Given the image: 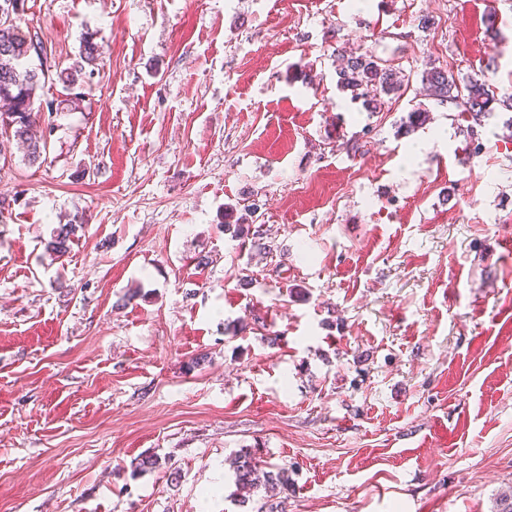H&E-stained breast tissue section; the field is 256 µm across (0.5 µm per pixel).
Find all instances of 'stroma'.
<instances>
[{
  "mask_svg": "<svg viewBox=\"0 0 512 512\" xmlns=\"http://www.w3.org/2000/svg\"><path fill=\"white\" fill-rule=\"evenodd\" d=\"M27 6L49 63L103 53L47 164L0 137V512H241L244 448L291 470L288 512H495L512 108L474 120L422 73L511 96L512 0ZM369 55L406 76L378 109L337 84ZM81 227V222L76 219L67 224H59V227L54 230L53 236L46 244V251L57 260L65 257L70 251V244L77 237L78 230Z\"/></svg>",
  "mask_w": 512,
  "mask_h": 512,
  "instance_id": "stroma-1",
  "label": "stroma"
}]
</instances>
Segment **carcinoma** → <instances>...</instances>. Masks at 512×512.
I'll return each instance as SVG.
<instances>
[{
	"label": "carcinoma",
	"instance_id": "cac0c4a2",
	"mask_svg": "<svg viewBox=\"0 0 512 512\" xmlns=\"http://www.w3.org/2000/svg\"><path fill=\"white\" fill-rule=\"evenodd\" d=\"M28 0H0V16L10 15L12 20H0V135L21 143L25 149V161L30 165L42 163L47 141L37 134L43 114H53L55 101L37 97L42 84L56 75L57 82L70 96V102L79 106L83 102L84 79L94 75L96 61L102 45L95 33L83 35L79 59L72 65L56 68V72L44 67L47 47L41 37L25 31L16 24L27 11ZM37 58L41 65L31 67L28 61ZM340 85L359 97L360 89L372 88L375 94L388 95L402 86V80L393 66L373 56L349 58L339 71ZM426 93L440 104L450 103L478 117L493 110V104L504 106L512 101L498 97L495 88L481 82L460 84L455 76L443 67H433L423 76ZM81 225L73 219L57 227L46 244V251L60 259L70 251V244L77 237ZM133 474L162 467L161 458L141 455L131 464ZM233 495L248 512H287L288 499L297 492L296 484L286 466H273L265 470L256 453L243 451L234 460Z\"/></svg>",
	"mask_w": 512,
	"mask_h": 512
}]
</instances>
